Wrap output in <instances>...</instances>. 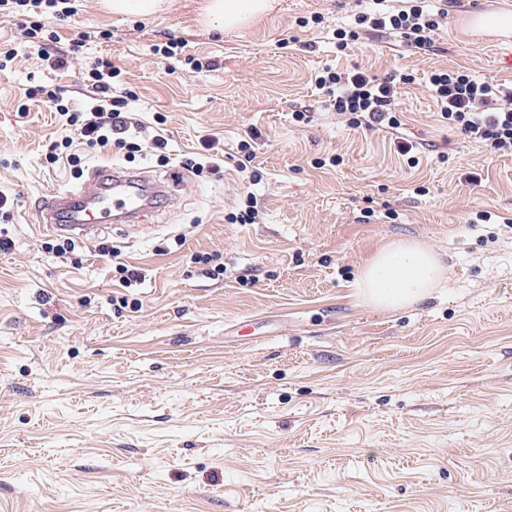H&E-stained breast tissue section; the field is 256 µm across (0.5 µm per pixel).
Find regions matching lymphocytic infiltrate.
<instances>
[{
  "label": "lymphocytic infiltrate",
  "instance_id": "f902f5d3",
  "mask_svg": "<svg viewBox=\"0 0 512 512\" xmlns=\"http://www.w3.org/2000/svg\"><path fill=\"white\" fill-rule=\"evenodd\" d=\"M69 0H0V12L32 15L31 33L44 32L41 15L59 18L71 16ZM359 26L374 30L388 29L399 33L408 46L423 49L430 44V35L439 26V17L422 0H404L403 6L392 11L362 14ZM47 33V32H44ZM49 40H58L57 32L47 33ZM118 69L106 58L96 59L86 75L94 103L86 109L72 107L62 92L42 85L25 88L26 99L48 103L64 116L74 138L49 142L45 161L53 165L66 161L72 175H80L81 159L71 153L74 140L101 149L126 150L128 155L141 152L136 131L139 121L120 109L119 99L112 96V80ZM411 75L402 73L386 78L371 76L362 71L339 72L327 66L315 77V84L327 95L326 107L348 124L368 128L399 129L396 100L400 85L410 83ZM433 98L441 117L457 134L485 144L496 153H512V86L504 87L482 81L463 70H440L429 77Z\"/></svg>",
  "mask_w": 512,
  "mask_h": 512
}]
</instances>
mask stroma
<instances>
[{
	"label": "stroma",
	"mask_w": 512,
	"mask_h": 512,
	"mask_svg": "<svg viewBox=\"0 0 512 512\" xmlns=\"http://www.w3.org/2000/svg\"><path fill=\"white\" fill-rule=\"evenodd\" d=\"M199 3L142 20L72 0L58 70L24 17L0 15V512H512V155L450 136L428 83L459 67L512 83V37L471 26L512 16V0H450L422 50L370 30L342 53L333 31L371 0H277L224 35L199 24ZM82 31L91 41L73 48ZM171 38L184 42L173 72L154 51ZM101 56L170 160L79 143L85 172L178 178L137 222L60 257L35 209L83 182L45 166V141L69 130L20 94L34 81L86 103L81 76ZM326 65L413 74L398 132L328 111L311 79ZM206 138L223 151L216 174L187 165ZM250 193L254 223H230ZM396 241L430 246L445 285L386 311L357 278ZM120 263L143 281L123 287Z\"/></svg>",
	"instance_id": "stroma-1"
}]
</instances>
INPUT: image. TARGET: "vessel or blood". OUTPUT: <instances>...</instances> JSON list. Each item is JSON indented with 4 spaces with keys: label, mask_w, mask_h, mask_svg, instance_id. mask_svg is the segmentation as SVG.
Masks as SVG:
<instances>
[{
    "label": "vessel or blood",
    "mask_w": 512,
    "mask_h": 512,
    "mask_svg": "<svg viewBox=\"0 0 512 512\" xmlns=\"http://www.w3.org/2000/svg\"><path fill=\"white\" fill-rule=\"evenodd\" d=\"M165 188L162 181L123 175L114 168L101 169L93 173L82 193L50 191L41 201L38 216L53 229L88 233L105 224H122L138 217Z\"/></svg>",
    "instance_id": "1"
}]
</instances>
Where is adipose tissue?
I'll return each instance as SVG.
<instances>
[{
    "mask_svg": "<svg viewBox=\"0 0 512 512\" xmlns=\"http://www.w3.org/2000/svg\"><path fill=\"white\" fill-rule=\"evenodd\" d=\"M272 0H204L201 20L219 31L239 29L269 13ZM444 280L441 264L426 245L409 241L382 248L361 268L358 285L370 304L398 310L422 300Z\"/></svg>",
    "mask_w": 512,
    "mask_h": 512,
    "instance_id": "ef3b65f1",
    "label": "adipose tissue"
}]
</instances>
